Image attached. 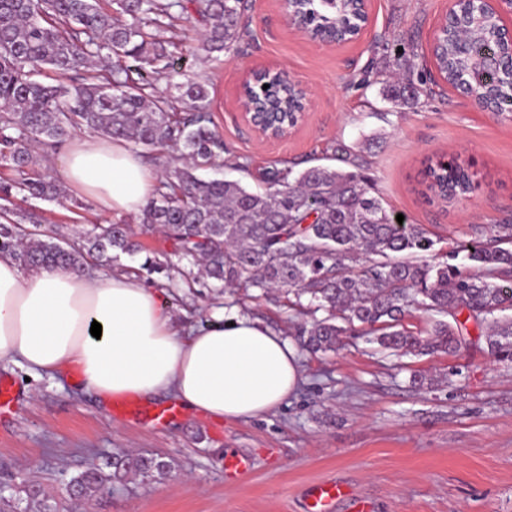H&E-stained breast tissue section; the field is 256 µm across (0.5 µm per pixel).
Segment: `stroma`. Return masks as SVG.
I'll return each mask as SVG.
<instances>
[{"label":"stroma","mask_w":512,"mask_h":512,"mask_svg":"<svg viewBox=\"0 0 512 512\" xmlns=\"http://www.w3.org/2000/svg\"><path fill=\"white\" fill-rule=\"evenodd\" d=\"M449 6L371 0L359 41L325 44L290 25L281 0H249L248 36L229 53L188 63L210 76L214 128L249 164L248 172L223 167L220 175L256 190L260 173L277 163L336 167L326 149L341 142L369 158L372 194L405 223L422 225L440 252L474 239L480 227L512 224V113L483 111L449 87L414 107L386 96L398 53L425 52ZM268 64L285 67L308 93L305 119L276 141L263 140L240 117L245 72ZM368 66L370 85L356 86ZM439 158L470 164L471 193L426 202L423 170ZM66 192L82 209L34 199L18 205L65 232L136 221L102 213L81 189ZM140 241L144 252L121 263L128 274L165 287L177 329L221 306L288 334L294 313L287 298L254 288L169 287L165 274L141 265L172 251V241L157 234ZM467 329V346L451 355L391 356L361 336L335 352H301L294 395L264 417L230 422L199 413L166 424L122 420L92 393L0 366L16 393L0 417V512H22L33 484L54 493L58 512H305L310 491L326 482L350 492L332 512H356L359 501L370 512H512V365L494 362L481 328ZM415 374L435 382L415 389ZM231 451L250 463L234 477L224 474ZM128 452L165 462V474L127 478L92 499L67 494L72 477Z\"/></svg>","instance_id":"1"}]
</instances>
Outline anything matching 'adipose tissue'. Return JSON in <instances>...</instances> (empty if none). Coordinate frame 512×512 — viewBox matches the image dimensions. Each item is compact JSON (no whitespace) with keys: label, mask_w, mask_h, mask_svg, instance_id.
<instances>
[{"label":"adipose tissue","mask_w":512,"mask_h":512,"mask_svg":"<svg viewBox=\"0 0 512 512\" xmlns=\"http://www.w3.org/2000/svg\"><path fill=\"white\" fill-rule=\"evenodd\" d=\"M62 178L110 214L138 212L157 177L125 143L89 138L73 147ZM100 323V337L90 333ZM64 375L100 400L172 396L226 421L279 407L301 378L293 344L249 316L217 308L176 332L163 290L126 274L22 271L0 255V363Z\"/></svg>","instance_id":"1"}]
</instances>
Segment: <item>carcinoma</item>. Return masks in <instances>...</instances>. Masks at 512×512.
Here are the masks:
<instances>
[{
  "mask_svg": "<svg viewBox=\"0 0 512 512\" xmlns=\"http://www.w3.org/2000/svg\"><path fill=\"white\" fill-rule=\"evenodd\" d=\"M357 0H301L298 19L315 37L336 27L341 41L355 33ZM182 16L202 25L197 43L175 40ZM498 19L474 26L465 3L442 22L433 49L441 79L452 87L478 83L502 111L512 110V70L482 61L498 55ZM247 33L244 0H0V164L15 178L0 181V253L24 269L80 270L112 266L133 255L132 225L93 224L75 240L43 227L35 212L13 199L60 201L65 190L35 173L32 145L57 148L81 131L123 140L134 150L181 151L140 210L143 234L163 233L193 281L211 288L244 284L269 296L292 294V308L307 319L295 336L310 352L335 351L347 336L390 353L432 355L466 346V320L486 330L489 353L512 364V224H491L486 240L463 246L470 267L456 255L430 262L435 241L418 224H399L372 195L360 174L364 158L332 147L349 169L311 166L266 169L262 192L239 181L205 179L199 172L224 158V140L211 128L207 75L187 76L182 61L228 53ZM43 67L64 79H35ZM404 78L390 99L416 105L414 66L397 59ZM251 93L271 110L294 111V88L271 83ZM426 189L442 201L474 188L469 167L455 159L431 161ZM413 311L430 314L429 329L409 330ZM113 472L87 470L72 478L79 495L93 497L111 481L161 474L153 457L118 455ZM29 512H57L48 496L28 500Z\"/></svg>",
  "mask_w": 512,
  "mask_h": 512,
  "instance_id": "1",
  "label": "carcinoma"
}]
</instances>
